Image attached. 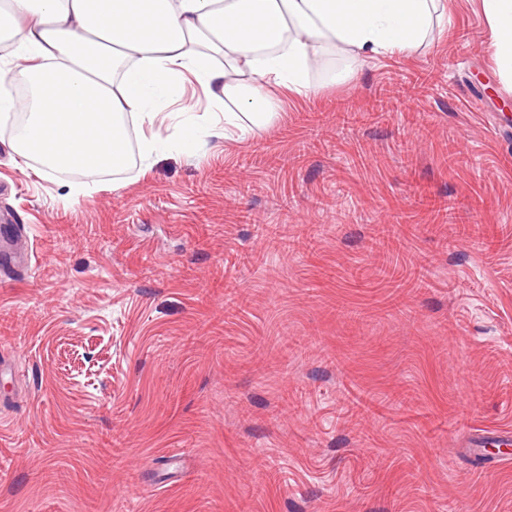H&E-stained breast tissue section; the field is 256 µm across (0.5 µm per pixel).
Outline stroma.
Returning a JSON list of instances; mask_svg holds the SVG:
<instances>
[{"label":"stroma","mask_w":512,"mask_h":512,"mask_svg":"<svg viewBox=\"0 0 512 512\" xmlns=\"http://www.w3.org/2000/svg\"><path fill=\"white\" fill-rule=\"evenodd\" d=\"M446 5L416 51L328 48L270 124L142 162L152 131L208 121L185 83L79 195V172L19 158L0 122V216L34 254L0 258V512H512V459L476 467L465 446L512 444V88L480 0ZM401 68L431 73L425 97L338 123ZM397 208L417 229L393 262L421 260V289L371 250ZM312 224L316 254L265 244ZM228 282L246 300L229 317Z\"/></svg>","instance_id":"stroma-1"}]
</instances>
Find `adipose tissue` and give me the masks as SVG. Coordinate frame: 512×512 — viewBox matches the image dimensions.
I'll use <instances>...</instances> for the list:
<instances>
[{"instance_id": "adipose-tissue-1", "label": "adipose tissue", "mask_w": 512, "mask_h": 512, "mask_svg": "<svg viewBox=\"0 0 512 512\" xmlns=\"http://www.w3.org/2000/svg\"><path fill=\"white\" fill-rule=\"evenodd\" d=\"M436 10L437 0H0L10 47L0 65L31 89L16 152L49 172L122 168L127 118L154 125L188 75L238 109L220 125L184 124L187 151L233 128L248 133L273 119L277 91L308 90L323 48L358 59L413 51ZM483 13L512 79V0H483Z\"/></svg>"}]
</instances>
